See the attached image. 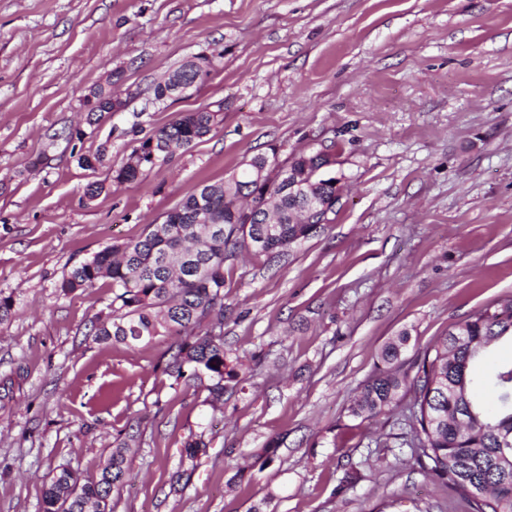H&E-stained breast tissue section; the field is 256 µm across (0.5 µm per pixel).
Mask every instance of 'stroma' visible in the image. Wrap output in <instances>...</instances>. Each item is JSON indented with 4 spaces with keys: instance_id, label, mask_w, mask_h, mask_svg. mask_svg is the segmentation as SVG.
<instances>
[{
    "instance_id": "1",
    "label": "stroma",
    "mask_w": 512,
    "mask_h": 512,
    "mask_svg": "<svg viewBox=\"0 0 512 512\" xmlns=\"http://www.w3.org/2000/svg\"><path fill=\"white\" fill-rule=\"evenodd\" d=\"M213 49L207 82L154 102L156 81ZM106 87L123 111L77 138L83 99ZM201 108L221 112L208 136L113 182ZM105 142L101 165L79 164ZM271 151L335 155L342 197L285 260L225 261L224 347L242 366L219 414L163 375L172 337L92 341L110 283L58 285ZM0 293V512H41L59 468L94 475L128 430L112 512H470L402 446L401 410L348 408L391 337L410 332L413 363L512 293V0H0ZM192 431L210 445L174 493Z\"/></svg>"
}]
</instances>
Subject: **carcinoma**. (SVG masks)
Listing matches in <instances>:
<instances>
[{
    "mask_svg": "<svg viewBox=\"0 0 512 512\" xmlns=\"http://www.w3.org/2000/svg\"><path fill=\"white\" fill-rule=\"evenodd\" d=\"M199 76L182 64L153 88L168 100L178 77ZM87 124L112 117V92L99 90L83 102ZM220 123V112L207 108L180 113L144 140L140 154L112 170L113 181L138 178L143 167L165 161L174 148H188ZM277 153L257 154L241 167L238 180L205 185L177 204L162 222L148 225L136 241L108 246L74 267L60 291L68 295L112 280L110 320L94 329L96 341L128 346L174 336L164 373L175 383L207 392L212 410L224 405V388L238 377L239 357L224 350V263L238 251L276 261L290 249L324 231L323 224L301 223V202L288 193H266L260 178ZM302 171L333 166L331 155H291ZM271 211L273 223L248 224L243 210ZM410 335L403 331L381 350L380 363L349 408L366 420L406 404L403 444L419 466L448 490L465 499L472 512H512V361L480 367L490 347L512 344V295L471 312L418 356L416 371L403 369ZM136 435L126 434L95 476L82 482L62 467L43 492L41 512H112V493L125 480ZM204 434L183 442L181 461L189 467L174 484L190 482Z\"/></svg>",
    "mask_w": 512,
    "mask_h": 512,
    "instance_id": "cac0c4a2",
    "label": "carcinoma"
}]
</instances>
